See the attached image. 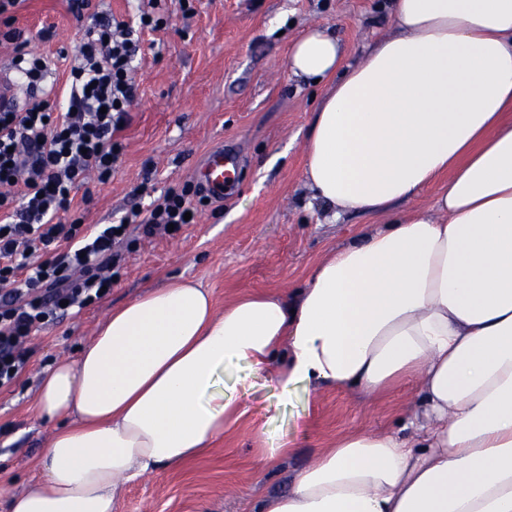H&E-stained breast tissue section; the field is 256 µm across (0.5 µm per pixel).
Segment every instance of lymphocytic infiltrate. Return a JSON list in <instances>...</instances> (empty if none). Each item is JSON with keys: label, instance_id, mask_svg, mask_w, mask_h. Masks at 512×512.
Listing matches in <instances>:
<instances>
[{"label": "lymphocytic infiltrate", "instance_id": "1", "mask_svg": "<svg viewBox=\"0 0 512 512\" xmlns=\"http://www.w3.org/2000/svg\"><path fill=\"white\" fill-rule=\"evenodd\" d=\"M163 25L154 14L132 26L94 13L55 103L35 94L47 72L44 57L26 51L22 31H0V44L12 45V65L33 91L23 108H0V389L26 368L39 329L104 297L129 229L149 237L182 228L192 198L202 194L191 184L168 189L149 209L132 207L121 233L112 224L61 221L76 189L116 173L122 146L115 134L137 97L130 73L141 34Z\"/></svg>", "mask_w": 512, "mask_h": 512}]
</instances>
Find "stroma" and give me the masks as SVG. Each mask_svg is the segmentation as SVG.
Instances as JSON below:
<instances>
[{
	"label": "stroma",
	"instance_id": "1",
	"mask_svg": "<svg viewBox=\"0 0 512 512\" xmlns=\"http://www.w3.org/2000/svg\"><path fill=\"white\" fill-rule=\"evenodd\" d=\"M166 29L142 37L134 62L137 99L111 181L90 182L92 200L71 219L115 224L134 203L149 205L168 188L195 182V169L218 147L243 155L234 189L223 200H193L194 219L173 237L156 235L124 250L111 291L79 314L39 331L26 373L0 391V512L11 494L39 476L53 432L36 409L39 382L62 358L76 357L113 307L167 279L196 281L216 308L246 292L295 288L315 264L348 242L366 215L330 223L304 181L308 122L325 84L288 73L290 45L308 28L336 32L346 61L358 59L391 31L389 0H162ZM14 25L29 51L47 56V84L62 90L78 44L66 0H23ZM245 399L247 418L202 456L162 468L130 483L120 512H247L260 496L282 489L318 448L354 429L397 427L414 402L412 389L369 401L328 388L315 397L282 401L279 390L256 377ZM266 445H287L280 467L257 455L255 425Z\"/></svg>",
	"mask_w": 512,
	"mask_h": 512
}]
</instances>
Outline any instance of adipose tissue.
<instances>
[{
	"label": "adipose tissue",
	"mask_w": 512,
	"mask_h": 512,
	"mask_svg": "<svg viewBox=\"0 0 512 512\" xmlns=\"http://www.w3.org/2000/svg\"><path fill=\"white\" fill-rule=\"evenodd\" d=\"M393 35L343 63L335 33L288 70L331 86L304 177L332 220L383 215L305 283L216 311L169 280L115 307L41 380L59 420L9 512H119L126 484L203 454L265 375L281 397L416 385L395 429L349 431L250 512H512V0H393ZM438 185L434 213L413 202Z\"/></svg>",
	"instance_id": "adipose-tissue-1"
}]
</instances>
